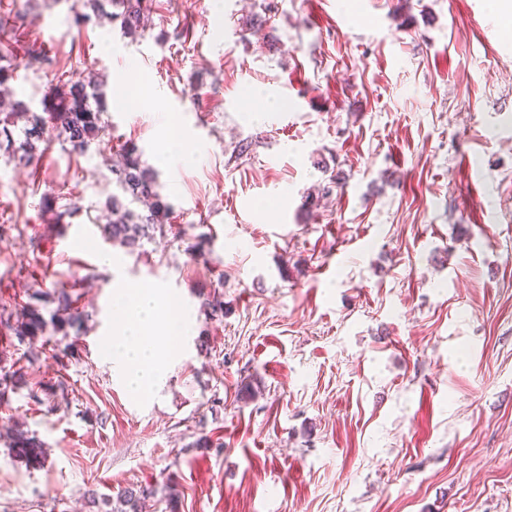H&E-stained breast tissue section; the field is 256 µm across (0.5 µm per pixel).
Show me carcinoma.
Returning a JSON list of instances; mask_svg holds the SVG:
<instances>
[{
    "label": "carcinoma",
    "mask_w": 512,
    "mask_h": 512,
    "mask_svg": "<svg viewBox=\"0 0 512 512\" xmlns=\"http://www.w3.org/2000/svg\"><path fill=\"white\" fill-rule=\"evenodd\" d=\"M71 22L77 30L88 24L107 20L120 23L122 33L135 36L144 28L145 10L141 0H72L69 7ZM12 54L0 51V89L10 91V82L15 78V68L11 63ZM54 82L47 86L40 100V110L34 111L23 99L10 98L0 110L5 112L0 118V134L11 140L10 127L24 120V136L19 149L20 159L27 163L41 160L45 149L47 129L56 131L63 149L70 154H83L98 140L103 130L102 115L108 109L105 96L100 91L102 81L94 75L81 73H61L53 75ZM120 162L115 175L118 192L112 194L106 202L108 212L104 227L106 238L123 247L133 249L142 240L153 239V231L163 230L168 223L171 205L164 201L157 190V176L141 160V151L134 145H124L119 152ZM59 197L45 194L41 200V210L52 214L56 223L73 217L79 210L77 203L71 202L63 207L58 205ZM141 204L144 210L139 212L131 205ZM56 304V308L44 316L47 303ZM82 317L69 293L62 289L50 294L34 290L21 305L20 320L14 327L18 336H42L47 329L56 332L67 328H81ZM12 450L15 455L29 461L41 459L42 443L28 432L16 428L12 434ZM149 493L144 489L126 488L119 494L120 504L129 508V512H147Z\"/></svg>",
    "instance_id": "obj_1"
}]
</instances>
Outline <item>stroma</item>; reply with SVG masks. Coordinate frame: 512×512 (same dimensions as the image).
I'll list each match as a JSON object with an SVG mask.
<instances>
[{
    "instance_id": "obj_1",
    "label": "stroma",
    "mask_w": 512,
    "mask_h": 512,
    "mask_svg": "<svg viewBox=\"0 0 512 512\" xmlns=\"http://www.w3.org/2000/svg\"><path fill=\"white\" fill-rule=\"evenodd\" d=\"M145 3L132 38L72 28L67 0H0L4 44L110 83L143 74L103 139L134 142L173 208L164 234L112 245L104 155L56 143L27 166L0 149V316L61 286L84 315L30 343L0 324V512H118L128 487L152 490L150 512H512V15L494 0ZM13 62L14 94L38 104L51 72ZM172 124L188 160L156 153ZM320 159L347 186L309 213ZM47 193L81 214L54 223ZM123 283L194 318L144 397L112 371ZM14 425L41 465L14 456Z\"/></svg>"
}]
</instances>
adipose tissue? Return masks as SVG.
Listing matches in <instances>:
<instances>
[{"label":"adipose tissue","mask_w":512,"mask_h":512,"mask_svg":"<svg viewBox=\"0 0 512 512\" xmlns=\"http://www.w3.org/2000/svg\"><path fill=\"white\" fill-rule=\"evenodd\" d=\"M174 304L160 287L119 288L112 310V354L131 393L158 386L166 375L174 339L187 335L190 314L175 316Z\"/></svg>","instance_id":"ef3b65f1"}]
</instances>
